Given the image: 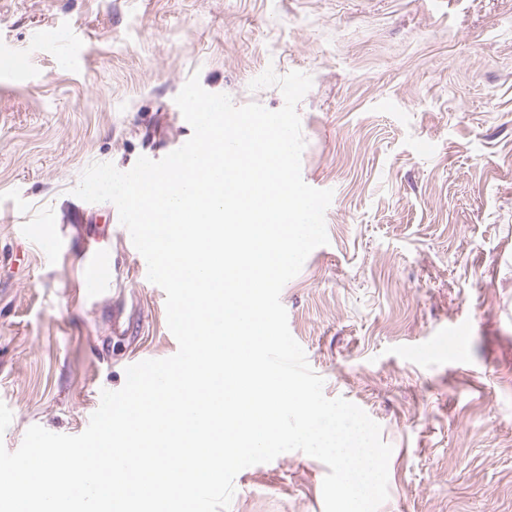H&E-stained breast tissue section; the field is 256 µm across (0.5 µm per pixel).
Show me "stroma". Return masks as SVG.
Here are the masks:
<instances>
[{
  "instance_id": "obj_1",
  "label": "stroma",
  "mask_w": 512,
  "mask_h": 512,
  "mask_svg": "<svg viewBox=\"0 0 512 512\" xmlns=\"http://www.w3.org/2000/svg\"><path fill=\"white\" fill-rule=\"evenodd\" d=\"M55 33V42L40 31ZM0 402L26 430L82 433L128 363L178 343L116 206L73 193L192 135L191 75L234 105L267 68L309 74L301 175L329 189V242L284 286L293 337L327 398L393 448L378 512H512V0H0ZM430 152H419L420 143ZM23 224L59 237L52 263ZM110 243L112 289L79 292V245ZM467 323L464 365L425 349ZM320 460L239 472L229 512H324Z\"/></svg>"
}]
</instances>
